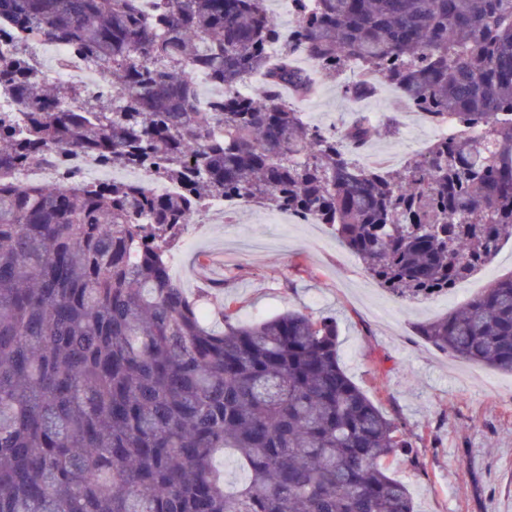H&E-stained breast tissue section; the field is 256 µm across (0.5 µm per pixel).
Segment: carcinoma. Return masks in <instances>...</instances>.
<instances>
[{"mask_svg":"<svg viewBox=\"0 0 512 512\" xmlns=\"http://www.w3.org/2000/svg\"><path fill=\"white\" fill-rule=\"evenodd\" d=\"M266 2L156 0L147 20L132 0H0L19 32L112 74L102 109L0 51L27 109L0 115V172L54 145L185 187L0 180V512H415L392 467L411 444L343 368L336 320L242 322L231 300L207 323L168 253L229 198L331 226L401 300L490 263L512 239V0H296L276 58ZM351 64L454 133L379 171L354 160L366 113L328 131L275 93L309 98ZM194 70L224 99L197 109ZM255 71L263 92L239 93ZM417 332L512 374V274Z\"/></svg>","mask_w":512,"mask_h":512,"instance_id":"cac0c4a2","label":"carcinoma"}]
</instances>
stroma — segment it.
<instances>
[{"label": "stroma", "instance_id": "35a3bbf8", "mask_svg": "<svg viewBox=\"0 0 512 512\" xmlns=\"http://www.w3.org/2000/svg\"><path fill=\"white\" fill-rule=\"evenodd\" d=\"M343 84L340 76L321 77L302 104L308 122L340 129L357 108L396 113L397 134L376 131L368 146L405 157L418 139L436 137L398 93L382 90L356 105ZM218 260L224 279L208 297L211 313L233 299L242 320L288 309L336 319L343 366L412 443L394 471L419 512H512V375L448 356L415 332L417 322L448 314L468 292L511 274L512 240L463 289L417 302L398 300L368 277L327 225L288 223L251 204L226 223L188 229L172 251L192 292L203 286L199 272Z\"/></svg>", "mask_w": 512, "mask_h": 512}]
</instances>
